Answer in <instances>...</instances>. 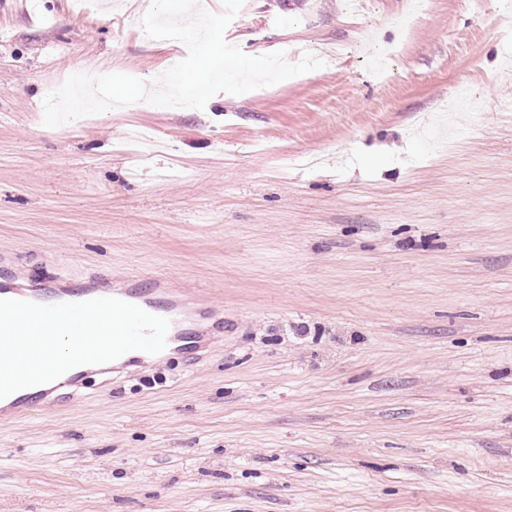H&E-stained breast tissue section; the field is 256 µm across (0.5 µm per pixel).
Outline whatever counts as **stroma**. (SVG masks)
<instances>
[{
	"instance_id": "obj_1",
	"label": "stroma",
	"mask_w": 512,
	"mask_h": 512,
	"mask_svg": "<svg viewBox=\"0 0 512 512\" xmlns=\"http://www.w3.org/2000/svg\"><path fill=\"white\" fill-rule=\"evenodd\" d=\"M33 2L0 6V255L165 278L224 331L0 420V512H512L506 0H243L246 54L324 67L56 128L70 75L188 50L143 0Z\"/></svg>"
}]
</instances>
